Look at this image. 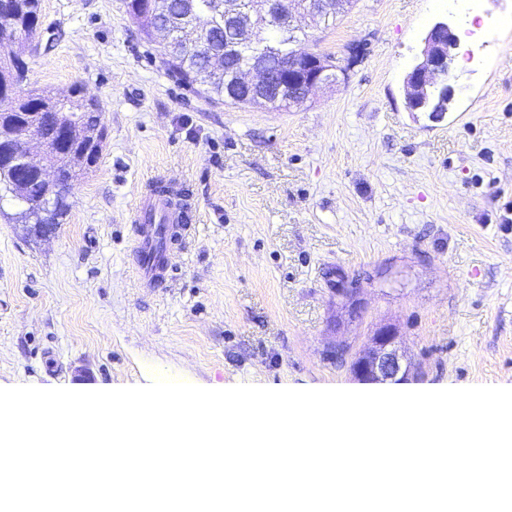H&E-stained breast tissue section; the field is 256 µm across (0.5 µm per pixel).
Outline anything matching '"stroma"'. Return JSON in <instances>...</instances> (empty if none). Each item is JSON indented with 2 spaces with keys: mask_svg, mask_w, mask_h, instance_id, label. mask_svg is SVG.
I'll list each match as a JSON object with an SVG mask.
<instances>
[{
  "mask_svg": "<svg viewBox=\"0 0 512 512\" xmlns=\"http://www.w3.org/2000/svg\"><path fill=\"white\" fill-rule=\"evenodd\" d=\"M482 10L496 27L456 56L435 121L405 110L403 77L437 19L468 22L448 0H352L304 23L302 47L340 72L286 111L177 80L123 0H42L27 84H82L107 140L49 236L0 203V387L358 384L384 324L402 381L512 387V0ZM156 175L193 231L145 288L131 215Z\"/></svg>",
  "mask_w": 512,
  "mask_h": 512,
  "instance_id": "1",
  "label": "stroma"
}]
</instances>
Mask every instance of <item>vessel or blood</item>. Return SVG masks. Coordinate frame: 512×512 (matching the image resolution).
<instances>
[{
	"label": "vessel or blood",
	"instance_id": "vessel-or-blood-1",
	"mask_svg": "<svg viewBox=\"0 0 512 512\" xmlns=\"http://www.w3.org/2000/svg\"><path fill=\"white\" fill-rule=\"evenodd\" d=\"M136 235L131 249L133 266L145 287L165 281L170 264V245H183L192 227L177 221L170 197L147 191L141 193L134 208Z\"/></svg>",
	"mask_w": 512,
	"mask_h": 512
}]
</instances>
